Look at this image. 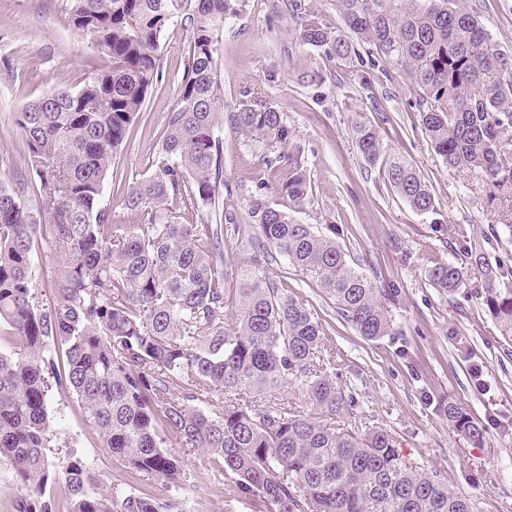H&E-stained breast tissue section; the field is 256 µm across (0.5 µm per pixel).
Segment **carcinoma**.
I'll use <instances>...</instances> for the list:
<instances>
[{
	"instance_id": "obj_1",
	"label": "carcinoma",
	"mask_w": 512,
	"mask_h": 512,
	"mask_svg": "<svg viewBox=\"0 0 512 512\" xmlns=\"http://www.w3.org/2000/svg\"><path fill=\"white\" fill-rule=\"evenodd\" d=\"M73 25L110 66L88 73L77 90L58 88L15 112L27 164L39 185L41 224L24 188L0 184V458L20 491L16 512H183L176 495L105 485L84 458L49 460V382L75 394L86 424L130 477L180 490L186 460L207 457L214 483L232 477L237 493L274 512H474L440 473L411 462L387 430L330 424L355 405L330 369L322 324L258 265L224 287L220 225L196 224L198 209L224 187L223 142L240 136L288 163L281 191L301 208L312 189L294 133L273 105L241 100L224 111L216 55L224 27L246 0H68ZM356 42L405 65L421 126L448 169L482 181L499 222L512 233V53L498 48L464 0H338ZM172 22L189 34L190 63L178 84L161 144L125 206L135 224L112 223L103 204L108 171L146 94L160 79V38ZM300 38L354 47L316 22ZM357 148L383 170L415 211L436 212L414 165L384 145L375 126L353 128ZM250 217L274 255L334 301L360 336L391 331L380 289L352 267L330 237L268 200H250ZM62 253L55 296L38 300L34 252ZM481 297L501 335L512 338V286L501 263L470 251ZM430 283L447 292L467 284L466 268L435 262ZM178 378H173V374ZM298 391L299 409L248 404L256 394ZM217 399L221 410L206 405ZM461 436L480 444L482 426L453 404L439 406ZM59 494L45 497L47 486Z\"/></svg>"
}]
</instances>
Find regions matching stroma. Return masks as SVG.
<instances>
[{"mask_svg":"<svg viewBox=\"0 0 512 512\" xmlns=\"http://www.w3.org/2000/svg\"><path fill=\"white\" fill-rule=\"evenodd\" d=\"M304 3L299 13L291 0H248L239 20L224 29L217 69L225 106L246 97L283 113L302 150L309 202L294 210L280 191L287 167L268 165L265 146L227 127L220 133L224 188L216 205L200 208L198 221L223 225L226 273L260 264L320 317L322 343L336 354L338 382L356 401L338 415L341 427L385 428L409 461L438 471L476 512H512V341L501 336L483 304L475 287L479 274H472V286L454 293L435 288L426 274L431 263L463 259L477 242L491 260L512 268V235L490 237L496 216L480 181L448 170L431 148L406 68L375 53L340 59L326 48L303 45L302 21L342 25L337 0ZM465 3L494 42L512 50V0ZM187 40L177 24L161 36L160 79L105 182L113 223L137 220L124 200L146 172L176 104L189 64ZM108 64L74 29L67 0H0V183L24 186L29 208L39 209V195L14 112L53 89L78 88L87 72ZM359 121L376 126L384 143L413 163L434 194L436 214L411 209L382 172L367 167L353 137ZM257 196L335 237L354 267L381 289L393 323L388 336L365 340L318 288L283 259L268 256L249 215ZM448 402L483 426V445L449 427L438 410ZM47 411L54 457L77 453L91 459L106 485L130 483L164 496L161 484L132 481L124 465L97 446L74 395L50 391ZM182 497L185 512H269L263 502L239 497L232 481L214 485L200 455L189 460Z\"/></svg>","mask_w":512,"mask_h":512,"instance_id":"1","label":"stroma"}]
</instances>
